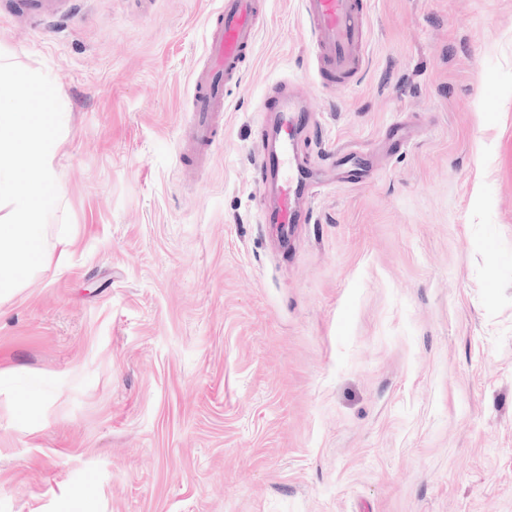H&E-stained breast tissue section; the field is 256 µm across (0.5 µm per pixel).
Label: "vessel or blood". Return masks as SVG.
<instances>
[{"mask_svg":"<svg viewBox=\"0 0 512 512\" xmlns=\"http://www.w3.org/2000/svg\"><path fill=\"white\" fill-rule=\"evenodd\" d=\"M301 13L316 78L331 88L350 87L366 64L367 0H301ZM264 21L262 0H222L207 23L205 64L194 72L193 118L184 130L195 146L191 172L206 166L220 140L224 89L238 81ZM260 109L274 113L277 130L261 159L264 175L276 192L266 221L284 227L301 223L300 203L312 197L323 181L322 173L307 169L295 152L299 133L314 122V111L284 80Z\"/></svg>","mask_w":512,"mask_h":512,"instance_id":"b4317fda","label":"vessel or blood"}]
</instances>
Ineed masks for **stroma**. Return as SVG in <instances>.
<instances>
[{
	"label": "stroma",
	"mask_w": 512,
	"mask_h": 512,
	"mask_svg": "<svg viewBox=\"0 0 512 512\" xmlns=\"http://www.w3.org/2000/svg\"><path fill=\"white\" fill-rule=\"evenodd\" d=\"M14 2L0 53L70 115L45 240L67 216L73 246L0 297V512H512V0H371L333 92L300 0H266L197 177L219 0ZM283 79L304 160L367 167L286 244L258 112Z\"/></svg>",
	"instance_id": "35a3bbf8"
}]
</instances>
